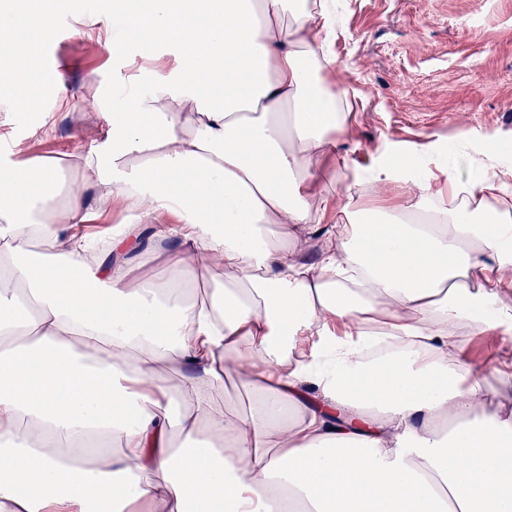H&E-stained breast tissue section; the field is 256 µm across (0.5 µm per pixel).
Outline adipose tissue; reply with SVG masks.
Wrapping results in <instances>:
<instances>
[{"label": "adipose tissue", "mask_w": 512, "mask_h": 512, "mask_svg": "<svg viewBox=\"0 0 512 512\" xmlns=\"http://www.w3.org/2000/svg\"><path fill=\"white\" fill-rule=\"evenodd\" d=\"M112 10L117 60L175 67L117 107L84 98L112 127L77 176L0 161V512H512V394L491 404L462 357L499 337L512 377V211L483 220L495 150L405 204L332 207L335 0ZM19 25L0 9L1 90L32 78L46 8ZM92 194L133 221L90 252Z\"/></svg>", "instance_id": "ef3b65f1"}]
</instances>
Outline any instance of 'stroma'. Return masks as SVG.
I'll list each match as a JSON object with an SVG mask.
<instances>
[{
    "label": "stroma",
    "mask_w": 512,
    "mask_h": 512,
    "mask_svg": "<svg viewBox=\"0 0 512 512\" xmlns=\"http://www.w3.org/2000/svg\"><path fill=\"white\" fill-rule=\"evenodd\" d=\"M57 13L63 24H51L35 50L32 111L0 99V139L12 141L17 161L33 142L44 144V157L78 160L112 124L111 112L77 108L87 87L113 82L112 0L93 9L61 0ZM332 50L352 110L337 148L347 167L326 184L334 202L403 204L401 186L377 192L381 161L410 178L451 165L464 181L471 153L491 141L512 164V0H343ZM427 142L433 150L418 152Z\"/></svg>",
    "instance_id": "35a3bbf8"
}]
</instances>
